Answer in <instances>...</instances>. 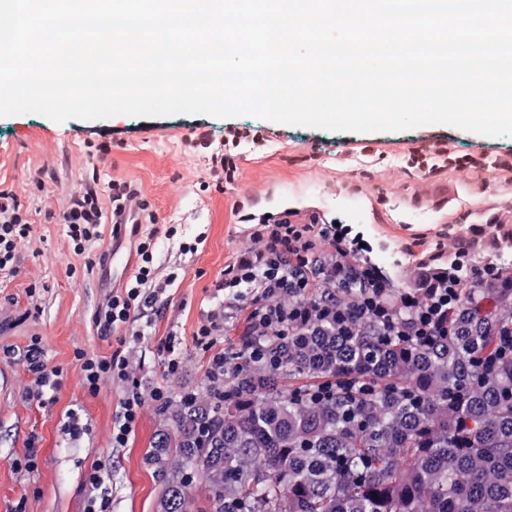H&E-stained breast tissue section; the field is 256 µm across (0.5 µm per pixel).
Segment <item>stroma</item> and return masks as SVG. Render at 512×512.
<instances>
[{
  "mask_svg": "<svg viewBox=\"0 0 512 512\" xmlns=\"http://www.w3.org/2000/svg\"><path fill=\"white\" fill-rule=\"evenodd\" d=\"M196 122L224 134L223 120L206 115L62 123L36 113L0 118V185L13 188L32 221L15 272L0 271V512H87L93 497L103 499L104 512H156L162 480L146 461L163 426L154 394L175 400L207 381L208 355L194 335L225 265L254 246L248 224L239 220L250 210L247 194H259L275 215L288 210L302 220L318 213L340 220L360 243L356 258L398 285L413 276L414 251L450 246L503 218L512 223V175L465 168L431 177L407 166L410 151L428 135L446 136L453 150L476 156L512 152V137L442 124L364 135L244 115L236 124L270 131L272 141L264 152L240 156L236 183L219 188L209 183L206 155L181 143ZM111 126L123 128L121 141L88 162L84 141ZM367 139L371 151L360 152ZM93 176L139 183L161 224L178 225L186 242L204 238L196 253L184 255L156 234L157 260L178 278L160 313L134 323L140 340L123 346L117 336L100 335L94 317L128 281L115 270L112 251L134 258L133 244L104 232L92 251L105 261L89 271L57 219L74 186ZM171 338L181 361L173 374L164 348ZM34 343L48 366L61 371L58 390L43 406L30 396L34 377L24 362ZM117 350L129 362L128 381L107 380L89 391L80 356ZM133 389L142 398L139 418L128 442L116 448L115 415ZM95 472L102 480L97 488L89 481Z\"/></svg>",
  "mask_w": 512,
  "mask_h": 512,
  "instance_id": "stroma-1",
  "label": "stroma"
}]
</instances>
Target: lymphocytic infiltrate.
I'll list each match as a JSON object with an SVG mask.
<instances>
[{"label":"lymphocytic infiltrate","mask_w":512,"mask_h":512,"mask_svg":"<svg viewBox=\"0 0 512 512\" xmlns=\"http://www.w3.org/2000/svg\"><path fill=\"white\" fill-rule=\"evenodd\" d=\"M208 139V134L200 133L186 137L185 143L192 149H210L209 175L220 185H231L236 180V149L246 147L254 152L264 149L269 142L263 131L233 124L224 127L223 147L210 148ZM408 164L428 173L467 166L512 173L511 154L491 158L460 156L451 151L443 136L430 137L427 144L413 150ZM60 221L67 228L74 254L84 258L89 257L92 245L107 230L116 237L128 235L134 243L138 256L134 277L122 292L112 293L96 314L102 334H112L122 326L157 313L162 295L176 281L177 274L162 272L154 253V235L142 230L143 225L158 224L159 218L137 184L113 180L103 186L95 179L81 183L70 194ZM30 232L28 212L17 195L0 189V271L12 270L18 249L27 242ZM251 238L255 249L225 266L215 288L225 293L226 298L203 311L196 333L198 343L212 352L207 376L215 382L223 380L230 371L225 352L216 347L217 338L236 315V304L243 294H251L254 304L247 317L248 333L259 337L263 345L283 335L290 325L303 324L312 314L309 303L321 281L315 265L322 250L332 249L339 255L326 279L352 280L358 315L378 322L388 336L422 340L437 335L462 292L460 283L453 281L424 296L403 292L390 297L386 282L374 267L352 272L354 243L348 240L346 230L315 218L307 223L297 222L285 212L275 220L254 224ZM288 297L295 298V305H285Z\"/></svg>","instance_id":"1"}]
</instances>
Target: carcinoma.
Wrapping results in <instances>:
<instances>
[{"label": "carcinoma", "instance_id": "1", "mask_svg": "<svg viewBox=\"0 0 512 512\" xmlns=\"http://www.w3.org/2000/svg\"><path fill=\"white\" fill-rule=\"evenodd\" d=\"M512 228L422 256L410 288L468 278L462 260ZM512 267L471 282L448 334L383 335L373 321L314 313L271 343L232 353L223 385L161 408L149 462L157 512H512ZM291 383L284 384V379Z\"/></svg>", "mask_w": 512, "mask_h": 512}]
</instances>
